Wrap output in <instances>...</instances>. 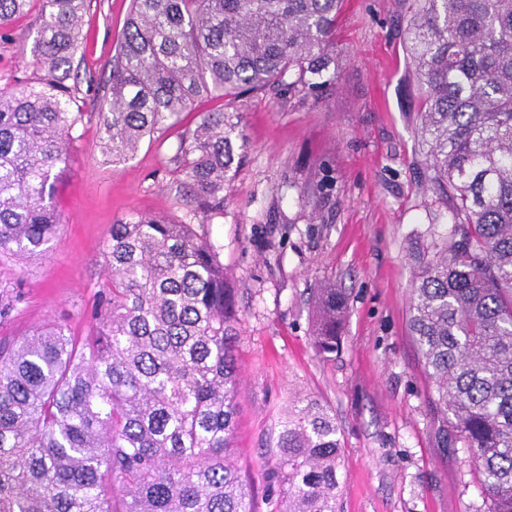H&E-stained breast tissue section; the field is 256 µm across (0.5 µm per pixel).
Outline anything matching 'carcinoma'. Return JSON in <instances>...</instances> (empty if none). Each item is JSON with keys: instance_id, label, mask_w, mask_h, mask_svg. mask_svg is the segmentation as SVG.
<instances>
[{"instance_id": "1", "label": "carcinoma", "mask_w": 512, "mask_h": 512, "mask_svg": "<svg viewBox=\"0 0 512 512\" xmlns=\"http://www.w3.org/2000/svg\"><path fill=\"white\" fill-rule=\"evenodd\" d=\"M345 0H132L99 112L101 154L128 161L203 98L336 85ZM91 0H0V37L34 15V71L0 89V251L55 240V186L85 113L78 52ZM407 39L428 181L451 230L419 261L410 329L487 512H512V0H414ZM238 112H207L171 162L192 216L224 215L243 158ZM96 334L60 324L0 343V512H255L234 463L238 313L217 247L194 225L133 215L105 244ZM313 347L336 354L347 299L316 289ZM276 512H338L332 410L299 394L275 423Z\"/></svg>"}]
</instances>
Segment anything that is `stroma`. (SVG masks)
<instances>
[{
  "instance_id": "stroma-1",
  "label": "stroma",
  "mask_w": 512,
  "mask_h": 512,
  "mask_svg": "<svg viewBox=\"0 0 512 512\" xmlns=\"http://www.w3.org/2000/svg\"><path fill=\"white\" fill-rule=\"evenodd\" d=\"M131 0H91L81 71L87 90L80 138L57 185L61 227L51 249L30 261L0 252V292L14 296L0 317L12 340L49 322L76 337L106 283L104 243L135 214L180 220L169 163L204 99L160 139L115 164L98 148L99 110L114 47ZM411 0H346L336 37L335 87L319 98L258 92L239 99L243 163L224 193V214L196 216L232 278L240 319L236 464L255 476L279 414L295 393L330 406L342 434L340 512H487L479 475L464 453L445 448L429 401L431 381L409 330L414 274L449 228L448 205L429 188L417 131L420 98L404 33ZM16 19L0 41V88L32 73L22 49L34 32ZM327 284L345 293L336 356L312 345L310 297ZM276 494L255 483V512H275Z\"/></svg>"
}]
</instances>
